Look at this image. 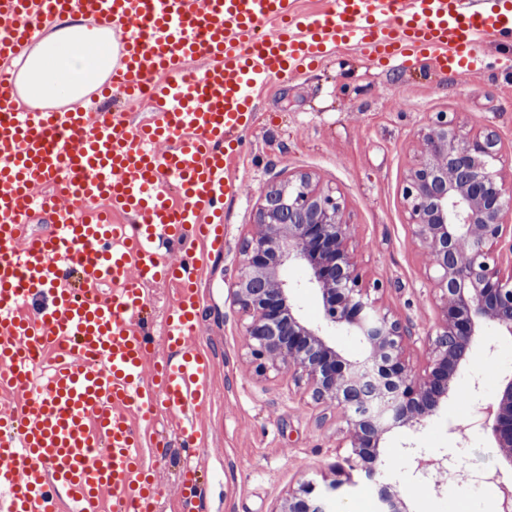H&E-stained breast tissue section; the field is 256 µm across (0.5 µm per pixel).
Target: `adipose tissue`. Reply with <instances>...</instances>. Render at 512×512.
Here are the masks:
<instances>
[{"label": "adipose tissue", "mask_w": 512, "mask_h": 512, "mask_svg": "<svg viewBox=\"0 0 512 512\" xmlns=\"http://www.w3.org/2000/svg\"><path fill=\"white\" fill-rule=\"evenodd\" d=\"M113 62L110 29L91 38L82 25L55 27L20 66L22 97L33 108L79 101L99 86Z\"/></svg>", "instance_id": "obj_1"}]
</instances>
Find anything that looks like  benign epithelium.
<instances>
[{
    "instance_id": "benign-epithelium-1",
    "label": "benign epithelium",
    "mask_w": 512,
    "mask_h": 512,
    "mask_svg": "<svg viewBox=\"0 0 512 512\" xmlns=\"http://www.w3.org/2000/svg\"><path fill=\"white\" fill-rule=\"evenodd\" d=\"M500 141L493 132L460 134L439 113L422 135V152L403 187L411 234L421 245L434 290L437 334L428 361L410 359L413 332L371 300L353 252L355 225L343 219L332 193L312 188L302 175L269 191L246 240L244 260L232 283L234 302L249 317L245 336L264 373L282 365L306 379L317 403L340 409L350 444V470L364 471L376 486L378 512H409L396 486L380 480L385 436L397 428L420 430L457 393L461 372L484 330L512 338V185L496 163ZM307 273L304 287L320 297L318 324L302 318L290 300L283 267ZM359 338L362 352L347 357L330 333ZM477 424L494 438L501 465L512 469V373L480 406ZM414 459L415 474L443 489L451 456ZM351 476L324 489L312 483L288 493L278 512H330L331 501Z\"/></svg>"
}]
</instances>
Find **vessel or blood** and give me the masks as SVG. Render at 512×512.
Returning a JSON list of instances; mask_svg holds the SVG:
<instances>
[{"instance_id": "1", "label": "vessel or blood", "mask_w": 512, "mask_h": 512, "mask_svg": "<svg viewBox=\"0 0 512 512\" xmlns=\"http://www.w3.org/2000/svg\"><path fill=\"white\" fill-rule=\"evenodd\" d=\"M65 17L119 29L106 87L148 100V123L14 93L10 62ZM493 36H512V0H326L314 13L299 0H0V389L17 395L0 415L6 512H157L134 420L167 414L190 443L211 399L198 275L163 250H223L220 203L239 191L230 161L258 88L345 45L470 72ZM105 198L124 223L98 211ZM39 213L50 229L32 228ZM160 282L175 293L155 356L143 314Z\"/></svg>"}]
</instances>
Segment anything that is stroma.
<instances>
[{
    "mask_svg": "<svg viewBox=\"0 0 512 512\" xmlns=\"http://www.w3.org/2000/svg\"><path fill=\"white\" fill-rule=\"evenodd\" d=\"M476 56L477 73L455 77L425 63L404 68L349 49L261 91L244 152L231 162L242 191L224 201V249H197L200 344L213 367L212 401L198 416L194 455L207 471L196 498L183 502L178 473L185 452L165 417L155 416L161 447L147 451L146 462L159 483L160 512H278L300 482L335 479L348 454L336 408L316 404L291 371L256 372L243 334L247 318L232 303L241 249L270 188L308 173L317 189L342 197L345 218L357 229V262L367 279L382 284L381 305L411 324L412 361L424 363L423 340L436 322L433 290L402 205L420 133L440 112L463 132L495 131L501 174L512 175V63L491 45ZM486 340L496 346V358L476 349L457 395L420 431L401 428L383 443L382 478L398 485L410 512H499L495 486L481 479L497 467L499 450L490 435L469 428L468 416L512 372V340L491 328ZM475 377L482 384L477 394L470 390ZM464 425L469 440L462 448L453 429ZM406 443L429 455L452 454L442 493L413 480L400 453Z\"/></svg>",
    "mask_w": 512,
    "mask_h": 512,
    "instance_id": "stroma-1",
    "label": "stroma"
}]
</instances>
